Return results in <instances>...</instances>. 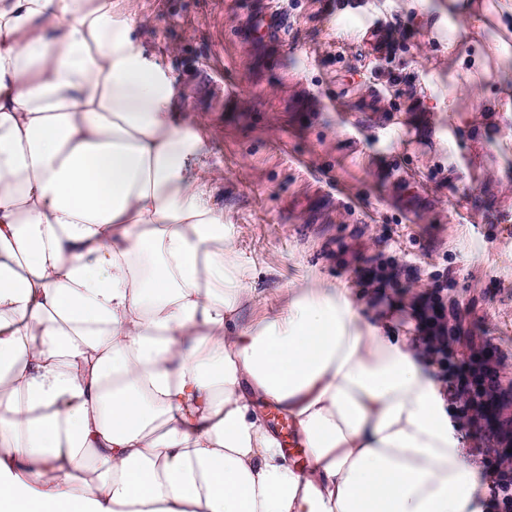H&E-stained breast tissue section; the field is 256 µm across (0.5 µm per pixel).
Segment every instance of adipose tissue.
I'll list each match as a JSON object with an SVG mask.
<instances>
[{"label": "adipose tissue", "instance_id": "adipose-tissue-1", "mask_svg": "<svg viewBox=\"0 0 512 512\" xmlns=\"http://www.w3.org/2000/svg\"><path fill=\"white\" fill-rule=\"evenodd\" d=\"M201 148L112 0H0V512H481L414 337L242 321Z\"/></svg>", "mask_w": 512, "mask_h": 512}]
</instances>
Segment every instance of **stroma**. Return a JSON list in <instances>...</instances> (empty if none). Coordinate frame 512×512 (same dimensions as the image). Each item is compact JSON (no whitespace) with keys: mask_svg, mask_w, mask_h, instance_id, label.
Here are the masks:
<instances>
[{"mask_svg":"<svg viewBox=\"0 0 512 512\" xmlns=\"http://www.w3.org/2000/svg\"><path fill=\"white\" fill-rule=\"evenodd\" d=\"M278 0L288 38L241 37L268 0H112L135 45L154 52L204 143L198 175L223 217L254 298L250 323L293 289L343 288L362 325L417 333L415 298L448 274L443 298L465 335L496 348L512 385V0ZM392 26L386 56L371 26ZM483 53L486 73L457 62ZM396 257L411 278L359 275Z\"/></svg>","mask_w":512,"mask_h":512,"instance_id":"35a3bbf8","label":"stroma"}]
</instances>
